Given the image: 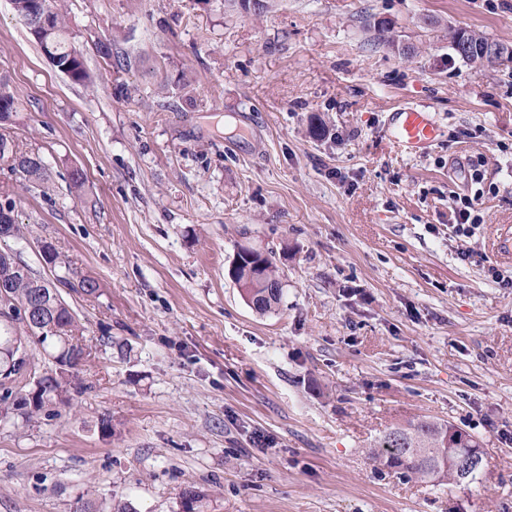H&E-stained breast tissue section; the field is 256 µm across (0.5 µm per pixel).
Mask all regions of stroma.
Returning a JSON list of instances; mask_svg holds the SVG:
<instances>
[{
  "instance_id": "35a3bbf8",
  "label": "stroma",
  "mask_w": 512,
  "mask_h": 512,
  "mask_svg": "<svg viewBox=\"0 0 512 512\" xmlns=\"http://www.w3.org/2000/svg\"><path fill=\"white\" fill-rule=\"evenodd\" d=\"M64 6L86 85L0 0L12 130L47 172L42 191L5 178L25 226L9 246L52 281L53 244L100 288L61 291L91 352L69 406L0 408V512H183L189 489L195 512H512V287L488 272H512L493 246L512 225V59L450 46L466 29L512 47V0ZM416 105L438 133L408 155L386 126ZM461 194L483 217L469 238ZM242 247L275 254L267 314L228 275ZM422 417L479 441L474 480L372 461ZM476 205V199L467 195L456 199L454 224L451 226L457 236H469L481 224L482 217Z\"/></svg>"
}]
</instances>
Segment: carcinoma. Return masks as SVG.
<instances>
[{
    "mask_svg": "<svg viewBox=\"0 0 512 512\" xmlns=\"http://www.w3.org/2000/svg\"><path fill=\"white\" fill-rule=\"evenodd\" d=\"M47 8L54 16L55 25L50 33L55 52L60 55L59 63L68 64L72 81L85 84L91 82V75L84 63L79 47L70 40L62 0H46ZM23 104L9 78L0 76V171L19 177L26 187L40 189L46 181L43 159L34 160V150L20 146L11 134L14 117L22 110ZM253 259H243L234 273V281L242 290L244 298L258 313L272 310L281 298V283L278 268L272 253L250 250ZM0 283L10 285L9 304L0 307V348L13 343L38 344L59 365L48 384H35L39 377L32 362L21 360L13 364L15 374L12 382L23 378L28 390L21 393L8 387L0 394V403L22 411L28 419L38 416L45 407L53 404L69 405L67 396L70 363L75 354L83 351L79 336L83 330L76 313L64 301L58 285L79 289L85 295H93L99 285L91 276L78 277L77 283L60 279L54 283L37 277L31 269L15 256H0ZM43 291L53 319V326L47 330H28L19 314V306L31 300L34 292ZM454 428L449 422L418 418L394 427L386 432L373 446L372 454L388 469H395L407 477L437 484L454 483L451 470L442 456V438Z\"/></svg>",
    "mask_w": 512,
    "mask_h": 512,
    "instance_id": "1",
    "label": "carcinoma"
}]
</instances>
